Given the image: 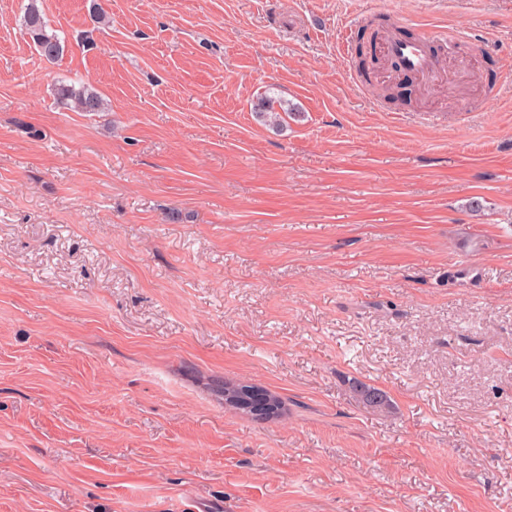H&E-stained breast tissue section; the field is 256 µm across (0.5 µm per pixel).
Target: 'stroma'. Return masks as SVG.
Instances as JSON below:
<instances>
[{"label": "stroma", "instance_id": "stroma-1", "mask_svg": "<svg viewBox=\"0 0 512 512\" xmlns=\"http://www.w3.org/2000/svg\"><path fill=\"white\" fill-rule=\"evenodd\" d=\"M27 3L0 0V512H512V0H38L54 62ZM359 15L471 44L392 104L339 52ZM23 17V25L30 36L37 53L47 61L59 59L65 51V41L55 30H48V24L37 5V0H29ZM57 100L63 105L73 104L81 112H101L104 102L97 91L85 85L60 82L55 88ZM353 391L360 401L372 408L385 410L390 406L386 393L375 386L363 382H355Z\"/></svg>", "mask_w": 512, "mask_h": 512}]
</instances>
